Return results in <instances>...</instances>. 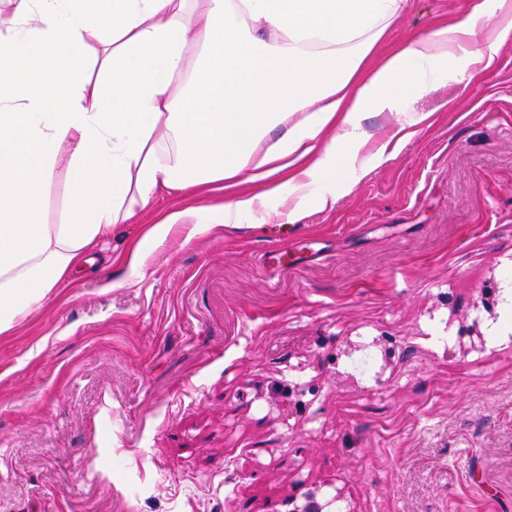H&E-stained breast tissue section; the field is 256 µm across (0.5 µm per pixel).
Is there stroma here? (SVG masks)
Returning a JSON list of instances; mask_svg holds the SVG:
<instances>
[{
  "mask_svg": "<svg viewBox=\"0 0 512 512\" xmlns=\"http://www.w3.org/2000/svg\"><path fill=\"white\" fill-rule=\"evenodd\" d=\"M473 2L407 0L368 66ZM511 19L490 69L367 113L296 227L161 193L0 334V512H512ZM175 207L204 232L150 236Z\"/></svg>",
  "mask_w": 512,
  "mask_h": 512,
  "instance_id": "obj_1",
  "label": "stroma"
}]
</instances>
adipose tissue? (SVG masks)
Listing matches in <instances>:
<instances>
[{"mask_svg": "<svg viewBox=\"0 0 512 512\" xmlns=\"http://www.w3.org/2000/svg\"><path fill=\"white\" fill-rule=\"evenodd\" d=\"M0 16V334L164 190L256 184L225 223L309 188L360 146L363 116L433 76L492 63L479 35L512 0L366 61L406 0H9ZM281 136H274V129ZM335 134L325 149L316 142ZM68 154L67 209L43 222Z\"/></svg>", "mask_w": 512, "mask_h": 512, "instance_id": "adipose-tissue-1", "label": "adipose tissue"}]
</instances>
